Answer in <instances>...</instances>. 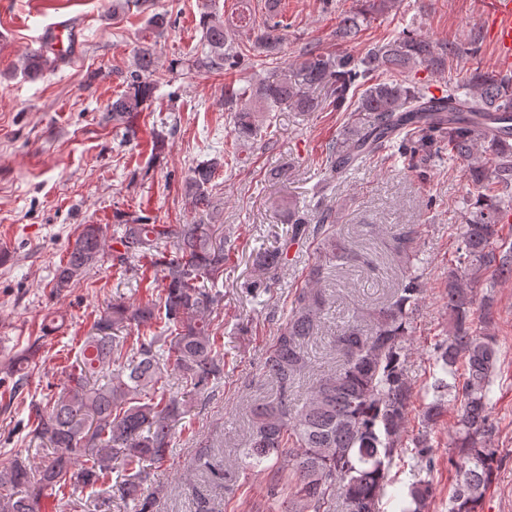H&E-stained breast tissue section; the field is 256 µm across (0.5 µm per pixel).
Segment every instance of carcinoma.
I'll list each match as a JSON object with an SVG mask.
<instances>
[{
    "mask_svg": "<svg viewBox=\"0 0 512 512\" xmlns=\"http://www.w3.org/2000/svg\"><path fill=\"white\" fill-rule=\"evenodd\" d=\"M262 26L245 13L236 27L253 31L245 44L229 40L226 23L205 13L200 18L205 49L192 61L197 72L225 74L238 60L273 59L283 40L281 0H268ZM367 13L351 11L336 25V39L356 37ZM465 49L456 41L433 44L402 37L350 53H309L301 61L256 80L241 75L224 83V110L233 118L234 144L222 158L196 163L184 180V193L199 219L191 224H154L130 215L107 241L103 224H85L55 270L61 292L105 261L126 271L148 260L164 271L158 303L117 300L94 320L76 359L68 366L58 393L29 403L30 442L53 449L37 470L21 458L0 470V512H41L47 496L69 484L103 486L81 509L99 510L117 497L133 512H156L159 487L146 463L162 464L172 455L176 427L185 422L192 402L172 392V380L196 396L214 392L224 379L223 225L214 224L219 208L215 178L238 158L263 128L269 113L283 108L315 112L349 105L342 131L326 148L325 178L314 196L324 198L334 183L399 140L413 162L428 155L439 135L448 159L465 168L475 191L466 222L456 226L457 263L448 265V334L432 354V399L424 404L422 428L403 446L415 394L405 373L412 343L413 316L423 295L418 271L420 225L398 224L388 239L401 264V278L390 299L356 315L329 337L336 369L320 375L303 399L296 384L311 366L305 350L324 324L331 295L322 287L326 271L357 259L336 232L337 209L323 206L312 217L299 207L288 210L291 237L277 250L255 254L258 275L247 282L253 299L267 292L285 265L288 247L304 239L315 244L303 286L295 289L288 314L279 323L262 367L274 387L249 406V435L226 466L210 450L193 466L208 471L215 487L226 492L249 478L270 475L268 498L279 512H380L396 462L411 455L410 481L400 512H429L434 492L435 460L427 429L452 409L448 430V468L455 481L448 492V512H485L486 494L503 460L492 444L497 434L493 377L502 358L491 289L512 280V242L502 233L505 209L512 207V77L476 70L469 80L430 97L406 74L424 66L445 70ZM57 58L36 52L26 58L24 75L36 80L55 67ZM150 45L141 47L124 79L127 91L112 99L104 119L125 123L142 109L165 80ZM324 90V98L314 96ZM488 288L478 295L477 286ZM42 338L17 359L9 373L21 392L27 367ZM106 378L101 384L98 377ZM116 484H110L112 472Z\"/></svg>",
    "mask_w": 512,
    "mask_h": 512,
    "instance_id": "cac0c4a2",
    "label": "carcinoma"
}]
</instances>
